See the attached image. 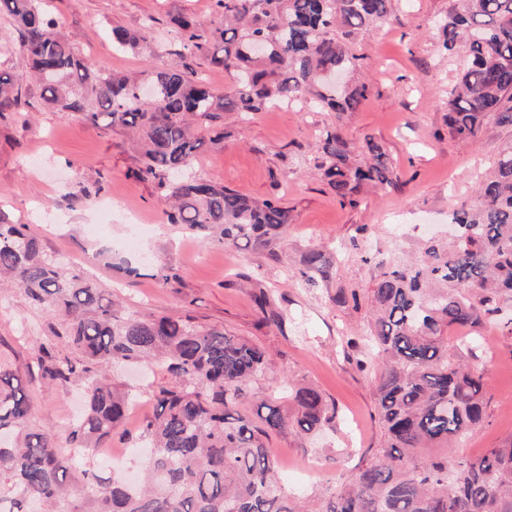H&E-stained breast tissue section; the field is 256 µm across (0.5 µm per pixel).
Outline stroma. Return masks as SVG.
<instances>
[{
  "label": "stroma",
  "instance_id": "stroma-1",
  "mask_svg": "<svg viewBox=\"0 0 512 512\" xmlns=\"http://www.w3.org/2000/svg\"><path fill=\"white\" fill-rule=\"evenodd\" d=\"M448 0H399L396 15L357 44L358 71L369 94L353 112L338 114L304 105L275 107L231 124L221 143H205L195 170L252 199H280L291 221L278 259L252 250L231 251L168 223L154 185L137 177L139 154L129 132L88 128L74 114L46 107L40 85L14 43L13 21L0 15V71L22 88L21 109L0 114V224H25L67 274L95 280L127 308L179 316L264 347L270 370L253 384L268 400L285 378L315 384L334 403L341 421L311 440L275 434L268 441L284 483L298 493L327 486L361 456L380 448L369 377L343 354L347 338L369 320L367 306L339 307V289L367 297L381 270L432 234L445 232L449 211L473 196L479 177L512 143V128L488 125L477 139L448 134V91L462 67L445 55L438 22ZM51 13L90 71H150L171 65L221 87L223 71L184 50L171 15L185 13L204 29L222 27L215 0H52ZM134 33L147 50L120 51L113 28ZM342 126L353 146L371 136L385 148L397 185L388 193L361 188L356 205L341 204L317 168L320 130ZM322 251L329 279L302 286L295 270L302 255ZM134 274H126V267ZM266 291L284 317L261 325L254 296ZM503 317L478 328L488 342L470 358L484 375L492 417L457 445L468 459L512 436V341ZM48 318L31 309L16 289L0 293V364L25 377L32 427L51 426L66 439L81 411V386L61 390L27 379L28 355L47 336ZM115 383L135 404L106 447L121 456L118 471L132 475L145 464L137 438L153 406L146 393L159 375L116 369Z\"/></svg>",
  "mask_w": 512,
  "mask_h": 512
}]
</instances>
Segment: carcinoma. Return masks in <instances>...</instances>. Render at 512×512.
<instances>
[{
	"mask_svg": "<svg viewBox=\"0 0 512 512\" xmlns=\"http://www.w3.org/2000/svg\"><path fill=\"white\" fill-rule=\"evenodd\" d=\"M224 27L203 32L175 15L184 46L231 77L222 89L178 68L150 73L154 97L138 76L91 72L49 17L46 0H0L17 24L18 48L42 85L45 105L80 115L88 126H120L136 138L137 174L150 180L169 223L228 249L276 255L288 208L256 201L189 172L205 144L230 137L216 129L230 113L245 122L271 107L309 104L353 112L366 98L358 82L331 88L327 74L359 66L353 46L394 14L396 0H216ZM442 48L468 57L448 92V135L468 142L492 122L512 127V0H449ZM116 47L139 40L112 30ZM21 92L0 73V114L16 112ZM317 167L343 198L363 186L390 190L396 176L372 137L356 148L338 126L319 133ZM456 233L429 238L418 254L381 272L368 297L370 323L356 358L371 376L383 446L346 475L304 496L277 477L271 433L315 437L336 426V406L311 383L281 387L287 403L239 407L268 373L266 351L190 315L140 313L91 279L65 274L26 224H0V288L14 286L49 318L46 341L31 358L38 375L66 389L85 388L83 413L67 445L35 430L20 380L0 369V512H512V437L475 459L448 448L489 418L483 376L462 362L448 331L469 329L512 302V143L501 150L476 195L449 215ZM303 282L327 279L323 253L302 256ZM261 322L280 324L261 291ZM147 362L170 376L153 385L155 412L139 440L149 464L132 484L119 472L74 469L95 457L134 402L106 369Z\"/></svg>",
	"mask_w": 512,
	"mask_h": 512,
	"instance_id": "1",
	"label": "carcinoma"
}]
</instances>
